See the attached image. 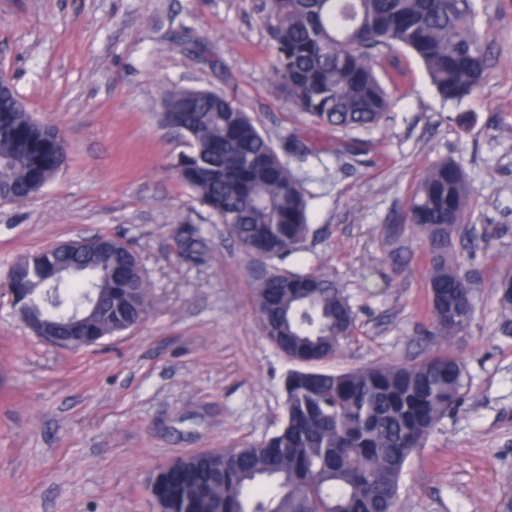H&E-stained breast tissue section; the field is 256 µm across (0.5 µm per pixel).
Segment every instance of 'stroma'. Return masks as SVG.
I'll return each mask as SVG.
<instances>
[{
  "label": "stroma",
  "instance_id": "stroma-1",
  "mask_svg": "<svg viewBox=\"0 0 512 512\" xmlns=\"http://www.w3.org/2000/svg\"><path fill=\"white\" fill-rule=\"evenodd\" d=\"M260 0H0V72L57 126L68 160L35 197L0 203V512H155L145 486L183 455L271 436L291 364L263 334L255 266L191 198L160 126L176 84L234 98L275 145L298 132L320 157L289 164L311 195L312 234L291 269L335 277L357 328L327 370L447 352L466 368L458 410L408 461L397 512H502L512 499V335L492 283L512 270V0H474L490 77L443 102L409 50L380 48L388 121L329 130L275 91ZM366 155L336 158L340 141ZM459 163L472 188L455 238L474 290L470 326L431 339L421 241L403 219L424 171ZM194 233L193 250L183 238ZM119 236L140 256L153 308L135 330L77 352L14 313L3 282L26 255Z\"/></svg>",
  "mask_w": 512,
  "mask_h": 512
}]
</instances>
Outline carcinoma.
I'll return each mask as SVG.
<instances>
[{
    "mask_svg": "<svg viewBox=\"0 0 512 512\" xmlns=\"http://www.w3.org/2000/svg\"><path fill=\"white\" fill-rule=\"evenodd\" d=\"M273 41L274 85L329 129L376 125L390 102L374 70V51L406 48L424 64L445 102L479 90L488 52L468 27L472 0H265ZM0 202L38 194L67 161L59 130L37 120L0 77ZM162 127L186 142L172 167L194 201L208 209L255 263L265 265L253 299L268 339L294 364L285 378V413L270 437L241 448L172 460L146 486L157 512H396L411 455L466 388L462 361L437 355L403 365L329 372L356 317L338 281L317 271L279 267L308 239V192L242 106L207 89L169 86ZM288 153L323 149L293 132ZM471 188L446 159L417 184L404 221L422 240L427 266L424 313L430 335L446 340L473 318L468 280L458 271L454 238ZM92 252L64 246L30 254L10 270L7 291L26 319L60 336H116L138 327L153 302L128 244L102 239ZM99 289L106 312L73 319L84 295ZM512 311V273L494 285Z\"/></svg>",
    "mask_w": 512,
    "mask_h": 512,
    "instance_id": "cac0c4a2",
    "label": "carcinoma"
}]
</instances>
